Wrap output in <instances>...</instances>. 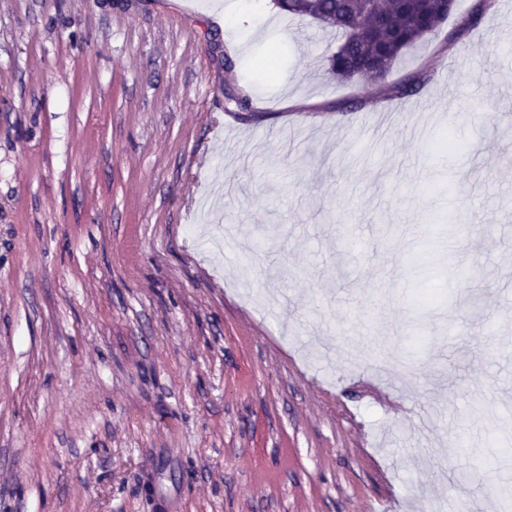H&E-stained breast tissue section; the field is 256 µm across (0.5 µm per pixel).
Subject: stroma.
<instances>
[{"label": "stroma", "instance_id": "stroma-1", "mask_svg": "<svg viewBox=\"0 0 512 512\" xmlns=\"http://www.w3.org/2000/svg\"><path fill=\"white\" fill-rule=\"evenodd\" d=\"M149 2L0 0V512H501L512 0L393 99L274 0Z\"/></svg>", "mask_w": 512, "mask_h": 512}]
</instances>
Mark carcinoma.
Instances as JSON below:
<instances>
[{"instance_id":"carcinoma-1","label":"carcinoma","mask_w":512,"mask_h":512,"mask_svg":"<svg viewBox=\"0 0 512 512\" xmlns=\"http://www.w3.org/2000/svg\"><path fill=\"white\" fill-rule=\"evenodd\" d=\"M288 15L311 18L336 30L331 71L343 82H385L400 55L434 34L455 7L453 0H276ZM418 76L386 86L388 98L415 94Z\"/></svg>"}]
</instances>
